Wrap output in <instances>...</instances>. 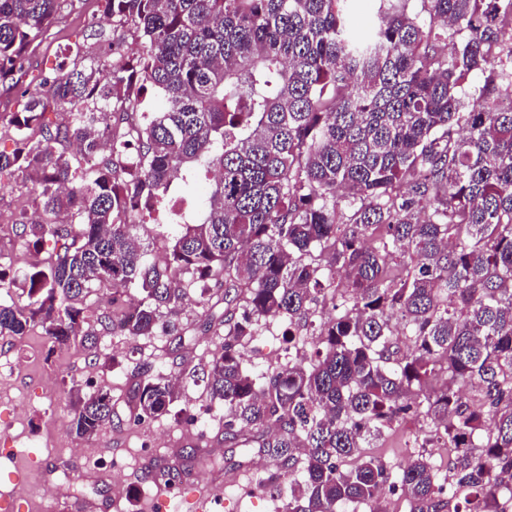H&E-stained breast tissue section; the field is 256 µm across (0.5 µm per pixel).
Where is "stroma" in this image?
<instances>
[{"instance_id":"35a3bbf8","label":"stroma","mask_w":512,"mask_h":512,"mask_svg":"<svg viewBox=\"0 0 512 512\" xmlns=\"http://www.w3.org/2000/svg\"><path fill=\"white\" fill-rule=\"evenodd\" d=\"M101 17L100 0H73L32 52L29 73L38 74L67 55ZM223 342V337L205 336L180 354L170 351L162 336L102 335L93 355L81 342L61 348L37 331L0 336V370L8 378L15 404L8 411L0 407V495L12 494L10 475L16 464L24 463L31 475L30 495L41 497L57 482H70L71 490L55 502V512H144L146 503L159 493V468L176 464L177 449L191 447L199 449L200 455L186 468L183 484L205 483L236 471L259 482L266 470L257 468L239 447L222 444L224 412L211 404L204 386L181 385L170 414L156 420H138L126 404L129 376L137 366L150 363L175 376L178 360L207 363ZM92 387L111 393L112 423L93 438H80L68 427V413L72 402ZM26 433L49 448L48 462L30 463L17 453L15 439ZM92 445L104 448L102 460L83 455V448ZM116 464L122 466L127 486L120 499L114 498L112 482L104 477Z\"/></svg>"}]
</instances>
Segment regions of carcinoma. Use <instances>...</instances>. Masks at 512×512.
<instances>
[{
  "label": "carcinoma",
  "instance_id": "carcinoma-1",
  "mask_svg": "<svg viewBox=\"0 0 512 512\" xmlns=\"http://www.w3.org/2000/svg\"><path fill=\"white\" fill-rule=\"evenodd\" d=\"M63 2L0 0V192L33 196L6 227L40 256L0 276V336L183 349L186 299H217L202 374L224 442L301 472L282 512H385L397 492L409 512H512V0H376L365 33L356 0H101L94 43L21 83ZM149 90L161 107L137 111ZM166 206L197 212L159 248L138 230ZM276 320L280 364L246 369ZM177 398L132 374L137 418ZM112 413L96 390L70 429ZM409 420L413 455L365 454Z\"/></svg>",
  "mask_w": 512,
  "mask_h": 512
}]
</instances>
